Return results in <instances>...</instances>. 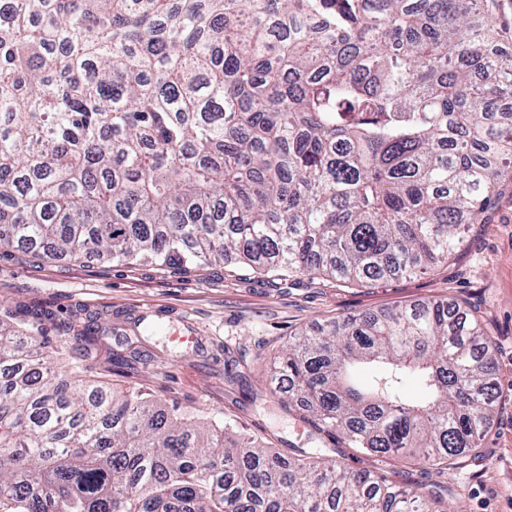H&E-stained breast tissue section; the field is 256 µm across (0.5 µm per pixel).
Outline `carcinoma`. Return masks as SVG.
I'll return each instance as SVG.
<instances>
[{
    "label": "carcinoma",
    "instance_id": "1",
    "mask_svg": "<svg viewBox=\"0 0 512 512\" xmlns=\"http://www.w3.org/2000/svg\"><path fill=\"white\" fill-rule=\"evenodd\" d=\"M498 38L481 0H4L0 246L343 286L426 273L512 179ZM57 354L0 317V512H453ZM274 373L314 432L435 465L473 454L498 390L446 299L302 330Z\"/></svg>",
    "mask_w": 512,
    "mask_h": 512
}]
</instances>
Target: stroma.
Wrapping results in <instances>:
<instances>
[{
  "label": "stroma",
  "mask_w": 512,
  "mask_h": 512,
  "mask_svg": "<svg viewBox=\"0 0 512 512\" xmlns=\"http://www.w3.org/2000/svg\"><path fill=\"white\" fill-rule=\"evenodd\" d=\"M438 298L471 310L492 344L500 388L477 454L441 469L337 448L330 437L312 433L271 376L292 335L315 322ZM4 310L21 326L41 321L51 337L61 326L78 331L88 316H98L106 333L97 348L85 356L69 352L66 364L196 419L232 422L283 456L322 454L350 473L373 470L459 512H512V193L488 223L468 225L447 265L350 287L323 278L299 285L231 266L179 272L142 262H47L0 247ZM146 321L161 324L164 335L134 343L130 368H111L114 328L131 336Z\"/></svg>",
  "instance_id": "35a3bbf8"
}]
</instances>
